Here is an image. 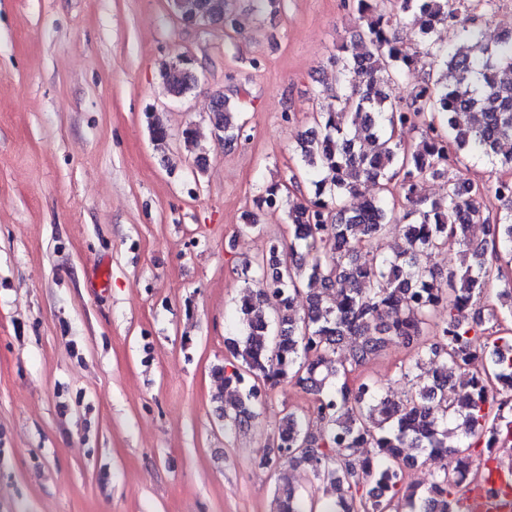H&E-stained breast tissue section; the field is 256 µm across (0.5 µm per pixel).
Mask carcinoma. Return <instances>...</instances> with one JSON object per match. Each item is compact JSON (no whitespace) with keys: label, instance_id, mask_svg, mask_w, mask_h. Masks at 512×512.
Segmentation results:
<instances>
[{"label":"carcinoma","instance_id":"carcinoma-1","mask_svg":"<svg viewBox=\"0 0 512 512\" xmlns=\"http://www.w3.org/2000/svg\"><path fill=\"white\" fill-rule=\"evenodd\" d=\"M465 0H349L358 18L350 44L338 47L332 93L336 110L314 112L300 142L303 168L314 197L288 201L292 237L268 235L259 258L241 260L237 274L245 289L236 318L241 338H228L230 368L216 373L235 388L220 417L226 429H247L255 421L261 388L293 383L312 396V406L289 412L269 438L260 463L281 457L303 467L325 490L340 493L330 504L311 491L296 500L288 474L279 477L276 512H456L470 485L482 480L474 467L464 475L441 468L424 492L403 489V466L428 454H450L456 464L473 462V450L512 441V275L501 248L512 252V179L491 187L456 179L451 170L464 153L512 163V35L483 41ZM188 11L224 15L235 28L231 0H188ZM407 20L414 47L397 34ZM462 30L469 52L439 39L437 27ZM420 80L405 95L406 77ZM163 81L173 98L197 84L192 60L165 68ZM214 129L224 142L247 139L240 105L217 96ZM421 130L414 145L396 131ZM427 180L443 193H421ZM378 194L366 196L365 185ZM352 198L360 199L349 206ZM283 203L281 187L265 188L256 206ZM404 224L403 243L391 255L374 249L391 224ZM484 224L488 238L475 241L469 225ZM457 250L448 270L433 258ZM499 283L500 308L481 305L487 288ZM357 339L347 354L338 351ZM413 349L400 365L410 393L399 403L383 395L376 381L357 386L348 374L379 356L390 343ZM492 348L490 364L454 381L448 373L478 364L479 351ZM359 448L374 454L360 462Z\"/></svg>","mask_w":512,"mask_h":512}]
</instances>
